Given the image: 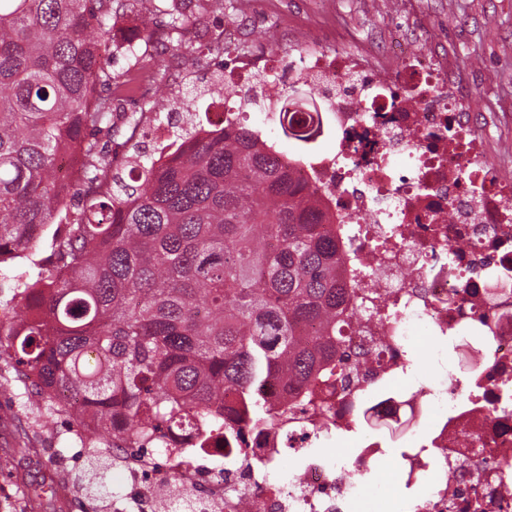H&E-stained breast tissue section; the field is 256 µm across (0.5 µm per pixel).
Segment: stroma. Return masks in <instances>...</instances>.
<instances>
[{"mask_svg":"<svg viewBox=\"0 0 512 512\" xmlns=\"http://www.w3.org/2000/svg\"><path fill=\"white\" fill-rule=\"evenodd\" d=\"M178 7L192 20L182 49L157 39L141 58L170 97L207 107L206 86L230 56L216 42L228 15L248 11L254 45L284 63L300 61L307 43L331 39V16L339 13L350 23L348 36L396 31L446 57L489 121L485 133L500 175L512 177V0H224L220 12L210 0H180ZM53 240L45 231L28 257L0 263V322L19 315L17 286L45 266ZM40 403L11 351H0V512H34L31 490L49 481L68 485L73 500L63 511L47 502L35 512H84L91 470L74 424L67 418L42 424Z\"/></svg>","mask_w":512,"mask_h":512,"instance_id":"stroma-1","label":"stroma"}]
</instances>
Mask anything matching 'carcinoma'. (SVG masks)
Returning a JSON list of instances; mask_svg holds the SVG:
<instances>
[{"label":"carcinoma","mask_w":512,"mask_h":512,"mask_svg":"<svg viewBox=\"0 0 512 512\" xmlns=\"http://www.w3.org/2000/svg\"><path fill=\"white\" fill-rule=\"evenodd\" d=\"M129 0H0V261L24 258L58 221L57 264L22 282L17 319L0 326L50 424L86 427L80 443L167 448L174 433L242 442L277 419L270 379L307 390L336 376L355 327L336 230L282 154L241 122L177 133L169 162L138 152L112 165L107 25ZM185 14L151 7L137 40L181 35ZM79 156L88 208L68 211L60 154ZM84 398L70 412L58 402ZM249 415L224 422V396Z\"/></svg>","instance_id":"1"}]
</instances>
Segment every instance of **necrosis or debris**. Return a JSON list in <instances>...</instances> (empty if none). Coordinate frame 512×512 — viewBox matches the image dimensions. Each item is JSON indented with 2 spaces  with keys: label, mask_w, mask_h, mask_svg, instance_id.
Wrapping results in <instances>:
<instances>
[{
  "label": "necrosis or debris",
  "mask_w": 512,
  "mask_h": 512,
  "mask_svg": "<svg viewBox=\"0 0 512 512\" xmlns=\"http://www.w3.org/2000/svg\"><path fill=\"white\" fill-rule=\"evenodd\" d=\"M271 68L260 55L234 57L225 72L234 97L201 129L222 131L231 107L254 97L284 110V81ZM287 79L325 98L292 163L346 241L355 358L335 390H312L316 409L261 437L249 455L218 436L179 437L160 452L117 449L134 493L114 512H169L177 501L194 512H353L386 448L365 436L331 461L314 444L353 431L363 410L379 429L428 422L409 431L413 450L398 456L386 485L422 488L410 512H512V179L494 174L472 101L441 57L395 37L376 49L309 47ZM323 137L335 141L331 155L312 150ZM445 337L468 341L465 377L390 389L414 370L411 351L438 359Z\"/></svg>",
  "instance_id": "necrosis-or-debris-1"
}]
</instances>
